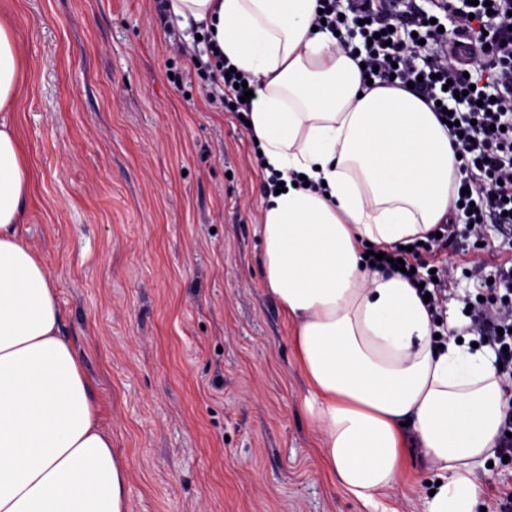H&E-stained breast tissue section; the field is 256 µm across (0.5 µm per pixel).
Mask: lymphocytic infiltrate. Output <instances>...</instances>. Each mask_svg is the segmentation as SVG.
Returning a JSON list of instances; mask_svg holds the SVG:
<instances>
[{
    "instance_id": "obj_1",
    "label": "lymphocytic infiltrate",
    "mask_w": 512,
    "mask_h": 512,
    "mask_svg": "<svg viewBox=\"0 0 512 512\" xmlns=\"http://www.w3.org/2000/svg\"><path fill=\"white\" fill-rule=\"evenodd\" d=\"M374 2L318 0V6L327 28L338 32L339 47L364 62V79L412 88L427 105L452 113L456 124L448 133L459 158L450 202L461 205L468 235L481 237L487 221L512 227V0L487 6L428 0L425 9L413 0H385L379 8ZM448 20L454 28L444 38L438 26ZM171 49L209 73L210 105L242 115L244 90L227 79L228 60L215 53L203 60L177 43ZM437 230L423 244L393 250L390 257L412 268L413 284L430 286L427 308L435 321L454 277L452 267L435 261L452 231L446 224ZM468 319V332L512 375V266H499L496 280L484 284Z\"/></svg>"
}]
</instances>
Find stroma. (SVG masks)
<instances>
[{"label":"stroma","mask_w":512,"mask_h":512,"mask_svg":"<svg viewBox=\"0 0 512 512\" xmlns=\"http://www.w3.org/2000/svg\"><path fill=\"white\" fill-rule=\"evenodd\" d=\"M24 57L7 113L32 191L20 235L45 263L129 469V512H368L319 461L290 325L264 284L255 144L211 108L207 75L174 84L206 41L155 0H0ZM463 235L444 305L466 336L476 279L512 231ZM433 469L409 456L389 504L425 512Z\"/></svg>","instance_id":"stroma-1"}]
</instances>
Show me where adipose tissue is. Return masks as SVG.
<instances>
[{
	"label": "adipose tissue",
	"instance_id": "adipose-tissue-1",
	"mask_svg": "<svg viewBox=\"0 0 512 512\" xmlns=\"http://www.w3.org/2000/svg\"><path fill=\"white\" fill-rule=\"evenodd\" d=\"M255 85L249 136L286 190L261 210L267 291L290 339L337 487L376 507L411 449L441 479L426 512H473L480 464L494 458L504 384L488 348L435 345L430 314L400 274L363 266L445 223L455 152L413 93L364 88L317 0H169ZM24 66L0 23V112ZM25 148L0 122V512H129L128 468L80 361L61 336L50 274L19 235ZM305 176L306 185L295 184Z\"/></svg>",
	"mask_w": 512,
	"mask_h": 512
}]
</instances>
